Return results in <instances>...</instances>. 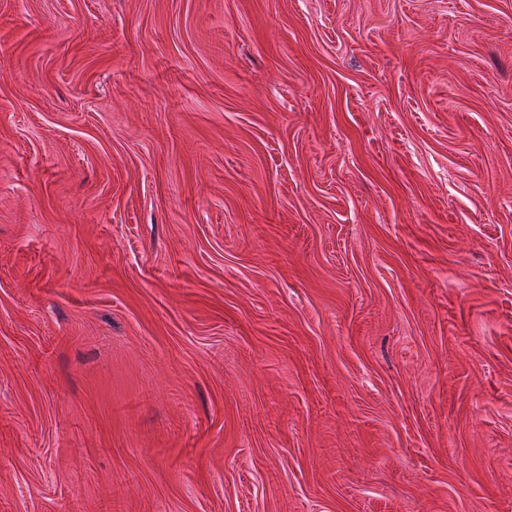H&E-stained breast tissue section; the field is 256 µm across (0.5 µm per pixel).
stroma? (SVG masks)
<instances>
[{
	"label": "stroma",
	"mask_w": 512,
	"mask_h": 512,
	"mask_svg": "<svg viewBox=\"0 0 512 512\" xmlns=\"http://www.w3.org/2000/svg\"><path fill=\"white\" fill-rule=\"evenodd\" d=\"M0 512H512V0H0Z\"/></svg>",
	"instance_id": "stroma-1"
}]
</instances>
